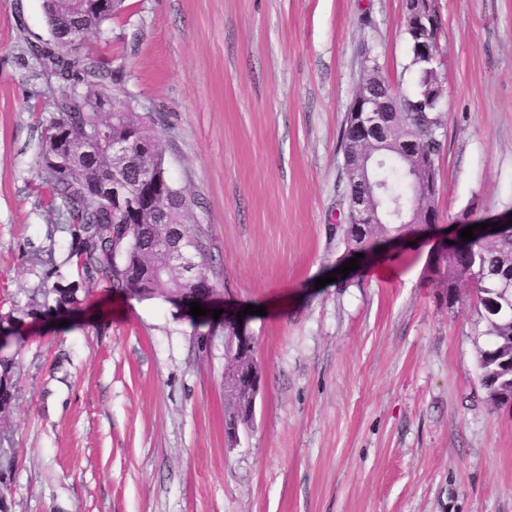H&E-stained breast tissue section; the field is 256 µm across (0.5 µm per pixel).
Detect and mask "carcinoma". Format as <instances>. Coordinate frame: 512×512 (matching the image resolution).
<instances>
[{
	"label": "carcinoma",
	"mask_w": 512,
	"mask_h": 512,
	"mask_svg": "<svg viewBox=\"0 0 512 512\" xmlns=\"http://www.w3.org/2000/svg\"><path fill=\"white\" fill-rule=\"evenodd\" d=\"M76 0H43L42 7L50 30V39L29 45L32 57L54 79L50 109L38 116L42 127L37 179L33 190L41 206L50 212H59L68 225L72 237L78 241L76 258L78 275L88 279L109 281L116 291L143 299L160 296L171 303L176 297L196 301L197 292L188 288L181 270L167 264V248L163 241V227L137 222L132 215L118 214L98 197L96 187L102 181L121 182L134 178L131 169L122 176L112 171V153L109 141L118 139L129 144L136 163L148 166L155 173L166 175L164 150L154 134L150 113L106 112L104 105L113 98L119 84V71L91 52L69 50L67 41L70 19L75 13ZM122 0H111L109 9L86 11L81 15L77 39L85 42L91 34L101 30L112 20ZM409 45L405 69L416 76L410 95L399 96L405 107L425 99L428 58L440 53V42L421 43L411 31H405ZM442 99L434 98L428 112L400 114L397 135L411 140L418 159L427 173L437 175L436 162L445 150L442 138L444 116ZM81 142L90 150L87 156L72 153L69 145ZM386 165L380 171L388 183L386 193L379 200L381 213L400 203L411 215L412 223L397 224L383 221L369 225L370 234L362 236L357 225L342 228L346 248L368 254L387 243L429 227L437 219L434 206L436 193L416 201L413 188L423 181H412V157L405 154L403 145L383 148ZM155 196L166 194L175 199L170 206L174 223L192 237L205 239L200 225L188 224L194 206L191 194L172 182L148 187ZM471 241L456 238L455 244L437 250L424 270V278L434 288L445 291L443 302L452 305L460 301L461 288L471 284L473 300L478 307L491 337L488 348L481 351L479 367L481 382L488 390L495 389L512 396V227L494 235H486L480 228ZM166 274L158 275L160 267ZM80 282H70L68 288H53L45 295H56V307L75 302ZM19 336L0 339V374H14L15 355L6 349L20 343Z\"/></svg>",
	"instance_id": "cac0c4a2"
}]
</instances>
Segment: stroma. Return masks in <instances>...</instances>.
I'll use <instances>...</instances> for the list:
<instances>
[{"label":"stroma","instance_id":"1","mask_svg":"<svg viewBox=\"0 0 512 512\" xmlns=\"http://www.w3.org/2000/svg\"><path fill=\"white\" fill-rule=\"evenodd\" d=\"M443 27L438 225L347 277L340 136L369 45L411 92L405 0H125L87 42L157 114L168 173L196 204L221 320L196 328L101 279L32 314L76 242L30 189L49 78L42 0H0V316L22 341L0 446L11 512H512V408L479 380L489 339L463 293L423 276L464 214L512 217V0H432ZM265 308L251 315L247 306ZM261 374L228 437L224 323ZM230 336H224L227 345V355L230 357L243 356L252 348L254 351L255 341L254 337L250 336L246 330L241 328L231 329ZM254 345V347H253Z\"/></svg>","mask_w":512,"mask_h":512}]
</instances>
